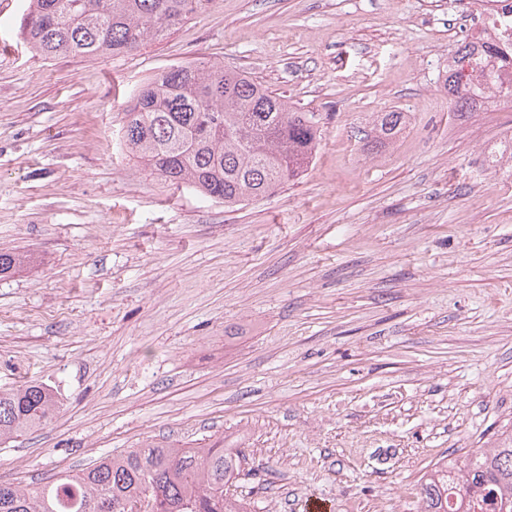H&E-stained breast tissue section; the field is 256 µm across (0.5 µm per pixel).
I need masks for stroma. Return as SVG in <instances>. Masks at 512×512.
<instances>
[{"instance_id": "obj_1", "label": "stroma", "mask_w": 512, "mask_h": 512, "mask_svg": "<svg viewBox=\"0 0 512 512\" xmlns=\"http://www.w3.org/2000/svg\"><path fill=\"white\" fill-rule=\"evenodd\" d=\"M0 13V390L52 386L0 444L36 485L145 442L246 456L251 512H419V480L512 439V99L458 112L431 0H208L133 53L33 52ZM245 72L321 130L303 171L232 208L119 143L163 68ZM399 132L376 141L384 112Z\"/></svg>"}]
</instances>
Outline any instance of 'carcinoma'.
Segmentation results:
<instances>
[{"label": "carcinoma", "instance_id": "carcinoma-1", "mask_svg": "<svg viewBox=\"0 0 512 512\" xmlns=\"http://www.w3.org/2000/svg\"><path fill=\"white\" fill-rule=\"evenodd\" d=\"M208 0H26L20 32L44 57L118 56L137 50L202 11ZM448 70V97L468 112L480 94L461 49ZM402 115L385 112L381 139ZM320 138L314 115L300 112L238 70L203 61L172 65L148 79L124 109L122 148L165 183L231 208L263 196L298 175ZM22 257L0 249V277ZM60 409L41 382L0 392V442L48 425ZM243 456L233 448H165L145 444L100 458L38 488L0 482V512H249L229 495ZM421 512H512V439L503 448L444 458L422 476Z\"/></svg>", "mask_w": 512, "mask_h": 512}]
</instances>
